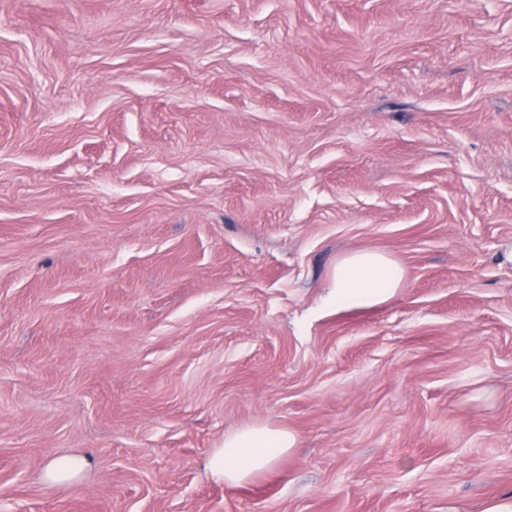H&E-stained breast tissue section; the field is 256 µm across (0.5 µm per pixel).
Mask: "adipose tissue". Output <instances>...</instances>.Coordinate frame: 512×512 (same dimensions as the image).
<instances>
[{"label":"adipose tissue","mask_w":512,"mask_h":512,"mask_svg":"<svg viewBox=\"0 0 512 512\" xmlns=\"http://www.w3.org/2000/svg\"><path fill=\"white\" fill-rule=\"evenodd\" d=\"M403 276L402 267L386 254L354 251L337 261L330 297L339 307L374 306L395 294ZM296 443V437L282 429L246 428L225 436L222 446L211 453L206 467L216 480L237 484L272 468Z\"/></svg>","instance_id":"1"}]
</instances>
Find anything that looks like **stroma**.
<instances>
[{
  "instance_id": "obj_1",
  "label": "stroma",
  "mask_w": 512,
  "mask_h": 512,
  "mask_svg": "<svg viewBox=\"0 0 512 512\" xmlns=\"http://www.w3.org/2000/svg\"><path fill=\"white\" fill-rule=\"evenodd\" d=\"M508 504L512 0H0V512ZM402 267L375 250L351 252L336 262L330 298L336 307L374 306L390 299L403 281ZM296 443V437L286 430L246 428L225 436L221 448L211 453L206 467L216 480L237 484L254 473L272 468ZM90 467L91 460L87 456L64 455L53 457L44 465L43 481L50 487L71 484Z\"/></svg>"
}]
</instances>
